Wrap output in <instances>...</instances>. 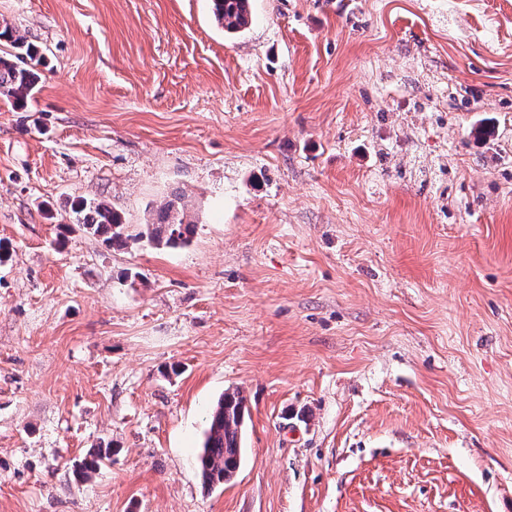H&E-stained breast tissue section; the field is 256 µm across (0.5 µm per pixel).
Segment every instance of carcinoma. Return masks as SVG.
Wrapping results in <instances>:
<instances>
[{"label":"carcinoma","mask_w":512,"mask_h":512,"mask_svg":"<svg viewBox=\"0 0 512 512\" xmlns=\"http://www.w3.org/2000/svg\"><path fill=\"white\" fill-rule=\"evenodd\" d=\"M212 13L228 33H238L250 24L249 0H211ZM0 40L10 43L12 52L0 55V97L12 106L25 104L40 81L38 70L27 64L37 54L25 36L6 25L0 28ZM77 213L87 231L104 236L110 247H125L130 239H147L156 247H177L190 242L194 225L184 221L178 201L168 202L160 211L158 222L144 225V230L131 234L121 215L102 203L84 201ZM245 398L239 391H227L217 400L211 412L200 455L199 468L203 480L210 484L229 482L238 470L243 453ZM112 454L110 448H99L91 458L76 464L78 477L87 480Z\"/></svg>","instance_id":"obj_1"}]
</instances>
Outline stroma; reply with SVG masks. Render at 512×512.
<instances>
[{"label":"stroma","mask_w":512,"mask_h":512,"mask_svg":"<svg viewBox=\"0 0 512 512\" xmlns=\"http://www.w3.org/2000/svg\"><path fill=\"white\" fill-rule=\"evenodd\" d=\"M250 12L0 0L41 73L0 99V512H512V0ZM176 196L183 248L71 210ZM212 13L225 32L238 33L250 24L249 0H210ZM245 398L238 391L224 392L211 412L200 455L199 468L209 485L229 482L243 453Z\"/></svg>","instance_id":"1"}]
</instances>
